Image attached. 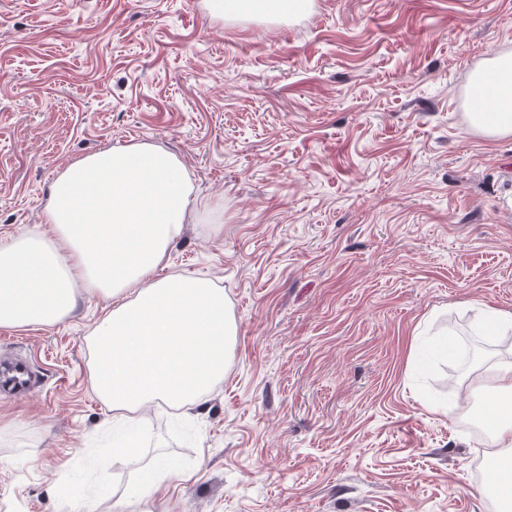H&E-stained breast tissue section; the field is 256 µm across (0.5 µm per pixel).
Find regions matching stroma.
<instances>
[{"mask_svg": "<svg viewBox=\"0 0 512 512\" xmlns=\"http://www.w3.org/2000/svg\"><path fill=\"white\" fill-rule=\"evenodd\" d=\"M512 53V0H312L294 21L210 0H0V240L94 152L150 144L199 202L169 270L223 288L229 365L191 411L109 410L79 294L0 327L45 384L0 393V512H499L472 376L429 346L512 312V138L467 130L472 77ZM135 455H114L125 435ZM163 461L154 487L145 467Z\"/></svg>", "mask_w": 512, "mask_h": 512, "instance_id": "stroma-1", "label": "stroma"}]
</instances>
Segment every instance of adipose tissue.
Returning <instances> with one entry per match:
<instances>
[{
	"label": "adipose tissue",
	"instance_id": "obj_1",
	"mask_svg": "<svg viewBox=\"0 0 512 512\" xmlns=\"http://www.w3.org/2000/svg\"><path fill=\"white\" fill-rule=\"evenodd\" d=\"M310 0H212L228 18H292ZM496 79L498 109L469 114L489 140L512 136V54L487 59L474 84ZM181 162L149 144L104 150L70 163L54 180L44 230L0 242V327L50 326L75 309L78 293L112 308L93 329L94 389L111 410L186 406L224 377L237 331L223 288L162 275L169 249L195 203ZM488 435L512 447V360L481 372Z\"/></svg>",
	"mask_w": 512,
	"mask_h": 512
}]
</instances>
